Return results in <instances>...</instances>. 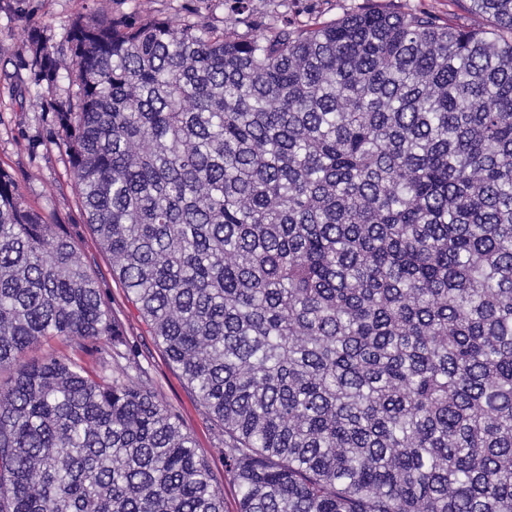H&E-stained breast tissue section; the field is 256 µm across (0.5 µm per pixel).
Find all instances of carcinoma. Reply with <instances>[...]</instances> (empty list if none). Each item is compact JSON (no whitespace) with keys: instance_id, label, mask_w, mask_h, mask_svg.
Here are the masks:
<instances>
[{"instance_id":"carcinoma-1","label":"carcinoma","mask_w":512,"mask_h":512,"mask_svg":"<svg viewBox=\"0 0 512 512\" xmlns=\"http://www.w3.org/2000/svg\"><path fill=\"white\" fill-rule=\"evenodd\" d=\"M28 41L78 207L224 434L239 512H512V0ZM76 92L56 99L59 71ZM63 224L0 169V512H224ZM399 11H421L431 13L441 20H452L469 28H480L486 24V18L464 10L457 0H392Z\"/></svg>"}]
</instances>
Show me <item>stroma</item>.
<instances>
[{
    "label": "stroma",
    "mask_w": 512,
    "mask_h": 512,
    "mask_svg": "<svg viewBox=\"0 0 512 512\" xmlns=\"http://www.w3.org/2000/svg\"><path fill=\"white\" fill-rule=\"evenodd\" d=\"M155 6L176 18L199 11L219 24L236 20L224 0H156ZM394 6L400 11L428 12L469 28L486 23L484 16L464 10L460 0H395ZM87 9L88 0H0V168L14 176L29 205L67 225L80 252L92 258L91 271L105 290L114 315L125 334L139 346L145 380L178 416L198 450L209 457L219 478L224 512H238L237 488L224 475L219 430L207 421L180 372L150 336L135 306L113 278L109 262L89 228L81 224L67 157L55 135L52 110L36 96L27 48L33 22H49L50 43L56 46L73 20Z\"/></svg>",
    "instance_id": "35a3bbf8"
}]
</instances>
